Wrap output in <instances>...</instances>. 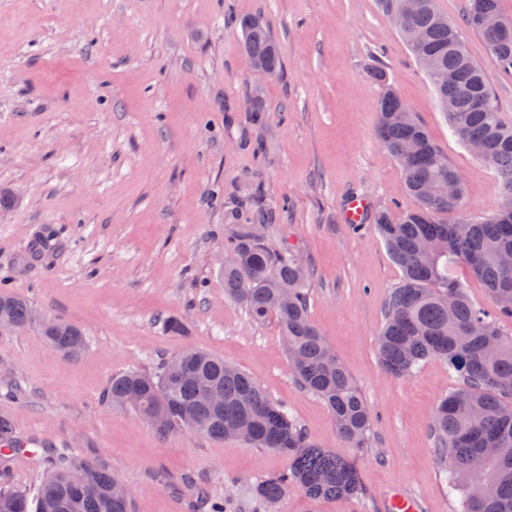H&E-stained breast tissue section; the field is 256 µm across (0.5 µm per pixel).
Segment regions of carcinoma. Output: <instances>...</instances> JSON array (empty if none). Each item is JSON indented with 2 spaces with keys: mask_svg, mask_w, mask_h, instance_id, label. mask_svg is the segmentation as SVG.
<instances>
[{
  "mask_svg": "<svg viewBox=\"0 0 512 512\" xmlns=\"http://www.w3.org/2000/svg\"><path fill=\"white\" fill-rule=\"evenodd\" d=\"M500 0H469L467 26L484 41L499 67L512 72V35L485 30L486 14L501 15ZM386 13H404L399 32L426 70L439 98L458 100L447 113L448 124L471 151L500 178L509 200L489 218L472 215L448 222L461 208L448 200V182L458 170L431 141L404 101L385 88L379 101L376 133L397 161L416 209L392 219L378 211L373 224L401 277L390 289L377 355L389 373L406 377L431 358L448 361L461 386L448 394L432 417L435 456L446 475L448 493L459 496L460 512H512V336L500 320L512 308L500 305L512 296V122L504 119L480 67L469 56L455 23L439 12L435 0H382ZM250 58L281 69L278 46L263 20H240ZM482 105H472V100ZM256 225L236 224L224 241V295L242 305L250 319H276L292 374L307 391L328 406L336 435L348 448L368 447L372 413L350 372L308 317L313 276L293 248H270ZM462 262L487 288L491 309L475 306L464 284L448 273ZM0 327L23 330L35 320L21 297L0 295ZM44 338L62 355L74 357L87 345L82 331L57 321L41 326ZM107 399L113 405L134 401L140 414L154 415V427L173 434L192 426L200 435L227 440L241 428L251 430L245 444L288 457V469L253 486V494L272 508L292 492L311 502L348 500L362 491L356 463L311 440L284 407L272 401L253 377L198 349H187L153 373L112 375ZM17 444L11 421L0 417V451ZM52 471L34 488L0 482V512H128L118 479L84 466L75 453L47 459ZM85 471L88 492L72 484L69 472ZM495 483L489 497L475 487Z\"/></svg>",
  "mask_w": 512,
  "mask_h": 512,
  "instance_id": "carcinoma-1",
  "label": "carcinoma"
}]
</instances>
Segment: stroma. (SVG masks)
Masks as SVG:
<instances>
[{
    "label": "stroma",
    "instance_id": "stroma-1",
    "mask_svg": "<svg viewBox=\"0 0 512 512\" xmlns=\"http://www.w3.org/2000/svg\"><path fill=\"white\" fill-rule=\"evenodd\" d=\"M437 4L512 121V74L464 26L468 0ZM247 15L278 45L277 77L253 70ZM388 86L464 174L460 213L494 215L496 174L452 133L380 0H0V293L23 296L36 318L0 328V414L36 453L9 460L15 484H40L43 453L73 448L118 475L129 512H197L201 488L226 512H251L253 484L285 470V457L163 436L105 399L112 375L153 371L188 348L246 371L311 438L340 448L327 406L290 371L276 321L254 323L224 296V240L233 225L260 224L270 247L309 264V318L373 417L368 448L343 450L362 493L313 506L294 492L280 512H387L395 492L424 512H457L430 423L460 380L441 359L407 377L381 366L376 341L401 271L373 226L341 221L352 195L396 216L417 205L376 137ZM255 95L266 106L257 116ZM46 318L79 327L85 351L64 358L41 334ZM171 318L182 333L166 331Z\"/></svg>",
    "mask_w": 512,
    "mask_h": 512
}]
</instances>
